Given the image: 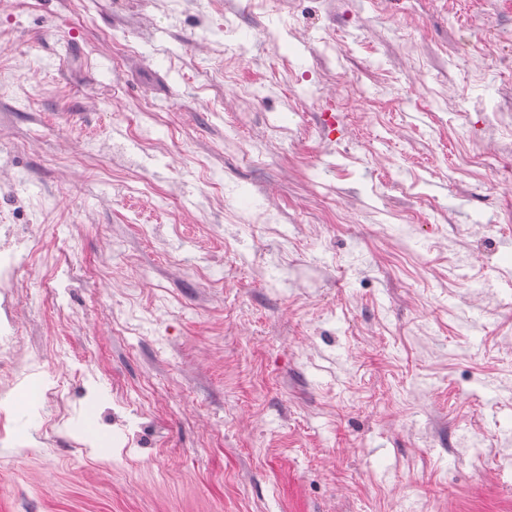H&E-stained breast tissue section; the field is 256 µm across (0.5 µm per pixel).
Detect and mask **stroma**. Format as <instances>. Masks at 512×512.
Returning a JSON list of instances; mask_svg holds the SVG:
<instances>
[{
  "instance_id": "35a3bbf8",
  "label": "stroma",
  "mask_w": 512,
  "mask_h": 512,
  "mask_svg": "<svg viewBox=\"0 0 512 512\" xmlns=\"http://www.w3.org/2000/svg\"><path fill=\"white\" fill-rule=\"evenodd\" d=\"M487 23L512 0H0V224L57 266L18 315L95 368L51 446L49 376L11 391L0 512H512ZM328 73L367 129L326 121Z\"/></svg>"
}]
</instances>
